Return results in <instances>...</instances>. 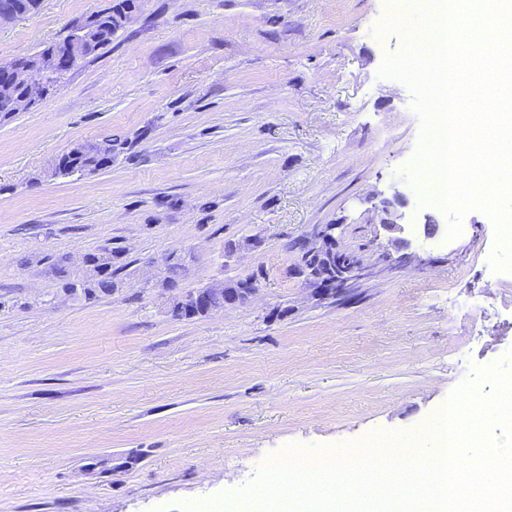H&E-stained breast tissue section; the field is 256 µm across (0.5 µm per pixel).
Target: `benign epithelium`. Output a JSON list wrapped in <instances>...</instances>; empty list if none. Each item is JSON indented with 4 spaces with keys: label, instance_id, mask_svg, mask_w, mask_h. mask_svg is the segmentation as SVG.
<instances>
[{
    "label": "benign epithelium",
    "instance_id": "benign-epithelium-1",
    "mask_svg": "<svg viewBox=\"0 0 512 512\" xmlns=\"http://www.w3.org/2000/svg\"><path fill=\"white\" fill-rule=\"evenodd\" d=\"M86 23L78 25L69 36V58L72 61L85 58L94 51L92 39L86 34ZM65 69L64 61L53 56L30 57L24 64L19 59L0 63V72L10 71L22 79L28 88L27 107L32 108L47 94V79L56 77ZM374 223L389 233L403 232L404 213L408 206L407 196L399 189L392 187L388 191H378L370 199ZM343 234L341 224H315L300 240L296 263L291 266L292 275L304 280L313 296L319 300H329L333 296L346 293L347 287L366 275L367 266L364 258L358 254L354 262L345 266L341 261H333V257L341 255L338 239ZM238 288L222 286L218 281L210 288L189 289L184 292L181 302L185 306L204 304L211 293L224 292V305H243L251 300L258 289L245 278H240Z\"/></svg>",
    "mask_w": 512,
    "mask_h": 512
}]
</instances>
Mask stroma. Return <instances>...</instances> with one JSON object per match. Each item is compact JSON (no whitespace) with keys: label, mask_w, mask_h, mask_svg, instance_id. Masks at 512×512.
<instances>
[{"label":"stroma","mask_w":512,"mask_h":512,"mask_svg":"<svg viewBox=\"0 0 512 512\" xmlns=\"http://www.w3.org/2000/svg\"><path fill=\"white\" fill-rule=\"evenodd\" d=\"M112 0H41L0 27V62L66 37ZM395 0H140L111 44L36 107L0 118V512H185L251 484L291 446L326 450L414 432L512 351V278L493 272L496 230L463 233L421 203L408 167L422 142L415 96L380 76L405 31ZM129 155L53 175L80 143ZM413 204L412 259L380 261L389 232L367 196ZM441 228L423 235V216ZM341 224L343 249L377 260L343 304L288 268L291 242ZM239 243L224 253L226 241ZM122 247L120 289L64 297L65 255ZM194 251L181 288L257 274L251 302L174 319L153 275ZM132 467L105 459L132 451Z\"/></svg>","instance_id":"obj_1"}]
</instances>
